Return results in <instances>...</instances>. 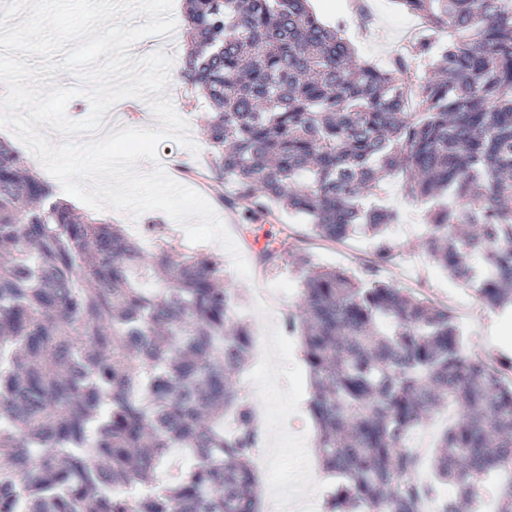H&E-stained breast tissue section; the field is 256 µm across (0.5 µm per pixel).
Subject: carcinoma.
<instances>
[{
    "mask_svg": "<svg viewBox=\"0 0 512 512\" xmlns=\"http://www.w3.org/2000/svg\"><path fill=\"white\" fill-rule=\"evenodd\" d=\"M397 3L427 33L380 67L310 0H185L180 78L207 109L208 172L241 234L286 210L324 240L374 243L363 277L288 247L286 224L255 254L301 283L286 330L337 479L325 512H461L478 487L512 512V356L468 355L448 308L380 278L406 214L364 205L402 173L427 257L512 310V0ZM239 300L217 258L160 238L145 252L0 141V512H260ZM443 405L457 420L423 484L410 440Z\"/></svg>",
    "mask_w": 512,
    "mask_h": 512,
    "instance_id": "cac0c4a2",
    "label": "carcinoma"
}]
</instances>
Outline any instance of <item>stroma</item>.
Listing matches in <instances>:
<instances>
[{"label": "stroma", "instance_id": "stroma-1", "mask_svg": "<svg viewBox=\"0 0 512 512\" xmlns=\"http://www.w3.org/2000/svg\"><path fill=\"white\" fill-rule=\"evenodd\" d=\"M353 0H311L317 16L326 24L342 25L343 35L355 47L360 58L384 65L390 59L395 46L406 43L412 34L406 25L407 15L395 0H367L370 13L369 35H362L353 13ZM164 97L169 98L176 112L188 123V135L195 144L187 149L172 139L159 147V161L170 177L180 178L182 185L200 191L207 200H214L216 186H200L197 179L182 178L177 166L192 161L197 171H205L210 151L200 110L195 109V95L190 86L184 84L178 71H171L170 81ZM379 198L389 205L406 209L405 224L396 227L392 236L397 244L399 257L384 275L386 281L401 288L420 291L431 301L444 304L456 315L464 338L466 351L473 356L492 358L503 352L512 353V312L483 305L475 301L470 288L452 279L440 267L429 260L420 249L424 225L420 207L409 204L396 179L384 183ZM113 223L124 227L135 236L141 235L144 224H158L160 235L171 241L183 253L205 251L224 258L226 272L232 273L233 281L246 300H253L269 290L284 288L285 293L269 306H259L247 314L251 327L260 330L266 337V358L263 375H255L254 364H247L241 386L255 405L261 423V448L275 446L276 452L269 469L260 473V490L297 489L293 475L301 464L295 452L296 441H312L317 434L315 421L308 408L306 395L307 369L300 355L299 342L282 347L284 319L296 312L300 302L298 278L290 267H271L252 270L250 278L235 275L232 261L226 260L225 250L218 244H195L189 241L183 227L160 211L144 213L132 221L117 211H108ZM292 232L301 247L313 253L326 265L344 267L355 274H364L371 259V241L362 233L355 234L342 244H334L314 236L305 221H293ZM316 486L297 489L307 500L304 512H319L323 500L334 483L333 477L318 474Z\"/></svg>", "mask_w": 512, "mask_h": 512}]
</instances>
